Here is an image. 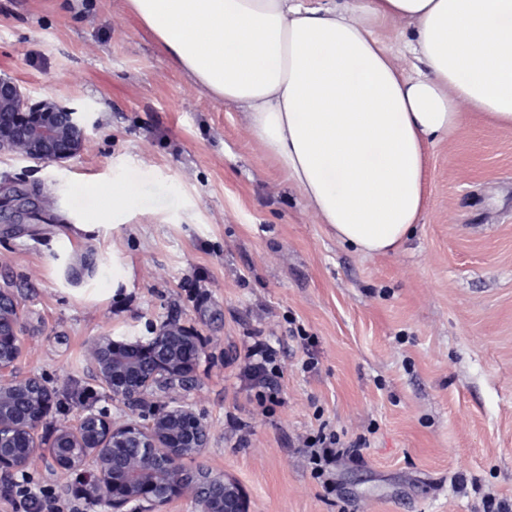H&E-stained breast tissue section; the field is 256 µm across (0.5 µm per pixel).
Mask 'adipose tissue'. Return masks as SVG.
<instances>
[{
    "label": "adipose tissue",
    "instance_id": "obj_1",
    "mask_svg": "<svg viewBox=\"0 0 512 512\" xmlns=\"http://www.w3.org/2000/svg\"><path fill=\"white\" fill-rule=\"evenodd\" d=\"M254 138L339 242L398 250L419 223L429 146L464 111L512 128V0H126ZM414 25L405 73L376 28Z\"/></svg>",
    "mask_w": 512,
    "mask_h": 512
}]
</instances>
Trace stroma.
Wrapping results in <instances>:
<instances>
[{"label": "stroma", "instance_id": "obj_1", "mask_svg": "<svg viewBox=\"0 0 512 512\" xmlns=\"http://www.w3.org/2000/svg\"><path fill=\"white\" fill-rule=\"evenodd\" d=\"M0 71L31 101L76 108L86 130L68 160L0 155V285L20 306L18 371L54 394L43 440L87 406L131 418L92 376L88 345L175 320L203 352L172 397L211 433L182 466L236 481L248 512L512 504V129L465 112L428 150L412 236L366 257L306 208L241 108L194 85L124 0H0ZM116 177L129 203L80 230L100 211L90 188ZM293 322L305 339L289 336ZM257 332L281 368L265 404L242 373ZM323 420L369 442L362 463L337 460L328 488L301 446Z\"/></svg>", "mask_w": 512, "mask_h": 512}]
</instances>
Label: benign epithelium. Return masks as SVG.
<instances>
[{
  "label": "benign epithelium",
  "mask_w": 512,
  "mask_h": 512,
  "mask_svg": "<svg viewBox=\"0 0 512 512\" xmlns=\"http://www.w3.org/2000/svg\"><path fill=\"white\" fill-rule=\"evenodd\" d=\"M85 137L77 112L53 97L27 105L17 81L0 73V153L37 160L74 157ZM203 347L190 328L164 321L146 341H91L88 362L95 377L112 393L137 408L162 392L186 388ZM22 354L19 303L0 287V472L23 469L38 459L49 475L88 469L86 497L111 509L148 503L166 512L176 499L191 500L194 512H247L242 488L210 469L188 472L180 461L198 457L209 447L210 430L192 407L167 405L151 420L112 423L104 413L79 412L59 428L50 448L38 442L53 402L49 387L37 376H19Z\"/></svg>",
  "instance_id": "benign-epithelium-1"
}]
</instances>
